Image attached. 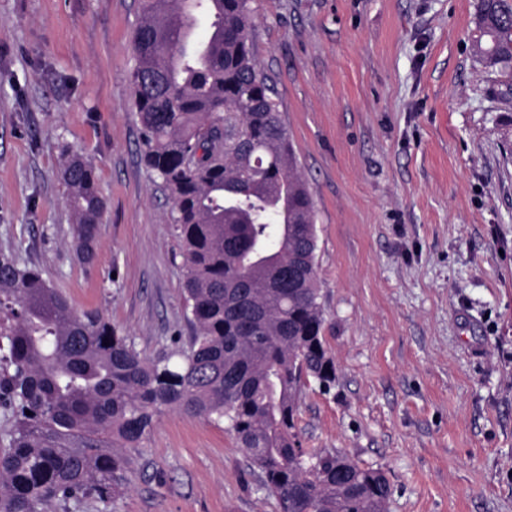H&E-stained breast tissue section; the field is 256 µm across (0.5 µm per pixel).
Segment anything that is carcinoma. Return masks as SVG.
Wrapping results in <instances>:
<instances>
[{
    "instance_id": "obj_1",
    "label": "carcinoma",
    "mask_w": 512,
    "mask_h": 512,
    "mask_svg": "<svg viewBox=\"0 0 512 512\" xmlns=\"http://www.w3.org/2000/svg\"><path fill=\"white\" fill-rule=\"evenodd\" d=\"M142 0L130 72L142 157L171 201L191 334L174 353L137 349L78 314L33 267L0 252V512L108 509L155 416L174 409L233 435L281 512H387L380 470L305 448L299 405L336 386L317 285L318 228L268 77L252 0ZM204 21L203 39L193 29ZM477 48L512 67V4L480 0ZM72 241L89 260L104 202L92 164L66 154Z\"/></svg>"
}]
</instances>
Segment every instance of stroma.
Instances as JSON below:
<instances>
[{
    "label": "stroma",
    "mask_w": 512,
    "mask_h": 512,
    "mask_svg": "<svg viewBox=\"0 0 512 512\" xmlns=\"http://www.w3.org/2000/svg\"><path fill=\"white\" fill-rule=\"evenodd\" d=\"M477 0H253L257 61L315 204L336 386L297 431L382 470L388 512H512V70ZM140 0H0V251L148 355L190 326L171 203L141 160ZM94 167L95 254L60 162ZM116 512H280L223 427L164 411Z\"/></svg>",
    "instance_id": "obj_1"
}]
</instances>
